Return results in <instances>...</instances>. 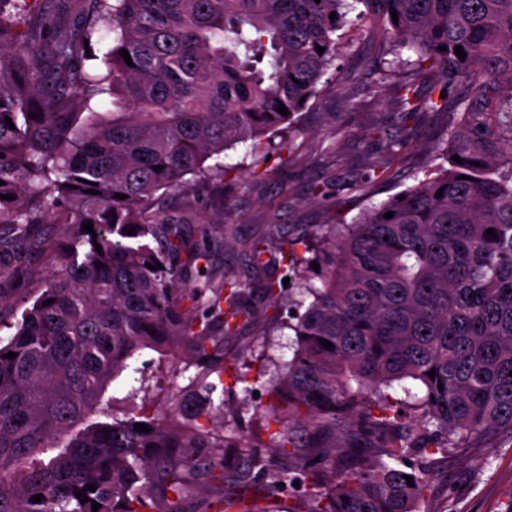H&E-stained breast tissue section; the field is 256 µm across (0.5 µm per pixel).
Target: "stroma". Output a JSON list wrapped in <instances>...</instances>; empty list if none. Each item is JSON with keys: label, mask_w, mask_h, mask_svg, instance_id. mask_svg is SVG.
<instances>
[{"label": "stroma", "mask_w": 512, "mask_h": 512, "mask_svg": "<svg viewBox=\"0 0 512 512\" xmlns=\"http://www.w3.org/2000/svg\"><path fill=\"white\" fill-rule=\"evenodd\" d=\"M382 52L371 23L346 26L338 67L329 70L327 88L311 99L298 132L281 154L254 169L247 145H236L223 158L230 168L223 202L168 200V207L185 210L190 225L204 219L213 222L210 245L217 271L248 277L246 243L294 236L303 225L324 223L329 214L352 220L362 207L380 204L423 177L436 135L453 116L439 112L411 122L410 147L393 164H386L378 146L363 137L374 126L394 128L395 92L392 82L382 78ZM383 165L388 168L383 179L365 182L370 167ZM321 188L331 192L330 201L318 199ZM293 340L287 329L272 326L261 334L245 326L229 341L224 418L214 421L212 436H221L228 424L252 433L259 429V407L267 397L246 392L236 377L245 373L265 381L275 378L281 363L292 357ZM137 365L143 373L139 399L155 403L175 396L187 399L188 378L178 374L169 358L147 350ZM421 508L423 512H512V447L486 445L464 457H449Z\"/></svg>", "instance_id": "35a3bbf8"}]
</instances>
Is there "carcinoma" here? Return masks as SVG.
<instances>
[{
	"label": "carcinoma",
	"instance_id": "cac0c4a2",
	"mask_svg": "<svg viewBox=\"0 0 512 512\" xmlns=\"http://www.w3.org/2000/svg\"><path fill=\"white\" fill-rule=\"evenodd\" d=\"M365 19L441 93L399 82L400 126L458 115L437 163L354 223L303 231L316 275L278 238L246 246L255 280L216 276L158 200L224 197L228 167L209 160L239 143L267 161L335 66L339 31ZM103 28L111 46L86 53ZM103 95L112 117L83 115ZM367 139L390 163L408 144ZM0 153V283L22 250L58 257L14 324L0 288V329L15 328L0 344V512H419L439 462L512 447V0H0ZM269 308L293 356L261 431L217 443L205 420L224 414V341ZM145 349L197 368L204 399L92 421Z\"/></svg>",
	"mask_w": 512,
	"mask_h": 512
}]
</instances>
